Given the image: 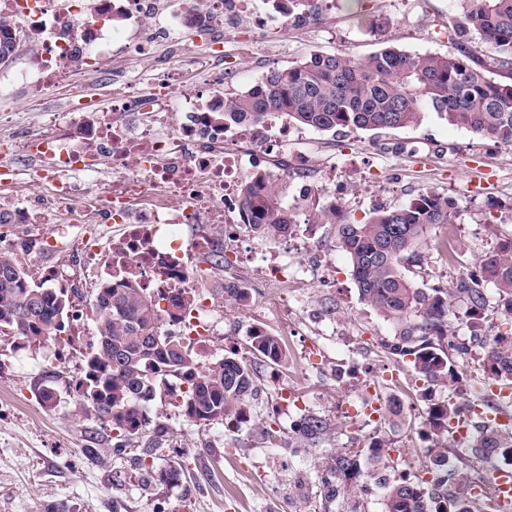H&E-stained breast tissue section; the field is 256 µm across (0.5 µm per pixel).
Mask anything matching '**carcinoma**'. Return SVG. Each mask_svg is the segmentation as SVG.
<instances>
[{
    "label": "carcinoma",
    "mask_w": 512,
    "mask_h": 512,
    "mask_svg": "<svg viewBox=\"0 0 512 512\" xmlns=\"http://www.w3.org/2000/svg\"><path fill=\"white\" fill-rule=\"evenodd\" d=\"M465 19L448 33V52L410 55L385 46L354 58L317 53L286 68L273 69L247 91L224 99V120L263 122L276 113L288 122L320 131H380L419 125L434 112L473 135L512 146V0H469ZM244 223L261 237L286 235L295 215L277 183L247 185L241 193ZM463 202L428 191L405 207L378 210L362 223L340 219L336 241L350 263L359 297L393 326L384 352L409 365L422 382L415 394L395 391L385 408L391 426L412 425L404 401L428 402L418 434L428 442L422 472L411 479L387 476L392 440L383 435L336 454L319 494L330 502L364 478L383 483L384 512H490L488 486L474 490L463 470L448 468V440L462 425L477 431L465 460L512 456V433L467 418V381L460 363L480 350L483 385L512 389V237L466 274L455 273L458 258L448 257V286L417 288L406 272L426 271L427 234L457 222ZM13 277L0 281V330L31 346L59 343L54 332L81 298L74 288H46L31 282L25 268L0 255V269ZM496 290V300L488 287ZM184 307L181 296L151 294L123 282L102 289L93 301L98 336L83 353L82 396L99 418L112 423L117 448H131L146 433L148 405L166 395L179 402L188 420L218 423L229 417L249 422L258 374L236 353L203 362L186 336L166 333L160 302ZM461 322L466 336L455 334ZM253 354L270 367L286 358L280 337L258 329L249 335ZM454 387V397L432 401L439 387ZM326 419L308 415L293 429L298 439L318 441L328 434ZM158 446L139 458L142 478L174 485L185 477L174 462L155 470Z\"/></svg>",
    "instance_id": "1"
}]
</instances>
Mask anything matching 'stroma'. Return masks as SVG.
Wrapping results in <instances>:
<instances>
[{"label":"stroma","mask_w":512,"mask_h":512,"mask_svg":"<svg viewBox=\"0 0 512 512\" xmlns=\"http://www.w3.org/2000/svg\"><path fill=\"white\" fill-rule=\"evenodd\" d=\"M317 18L295 27L273 24L264 34L265 55L248 52L245 43L225 36L228 70L224 94L232 97L253 86L272 67H285L314 53H345L356 58L379 50L383 42L408 53L443 52L448 24L459 20L465 0H312ZM389 19L384 35L370 33L367 21ZM309 156L312 177L292 172L284 180L285 199L294 205L296 224L288 235L256 237L240 226L239 241L224 251V264L199 272L218 310L208 352L234 351L249 357L248 337L255 327L279 336L288 360L282 367H262L259 397L251 420L231 431L223 424L197 425L174 407L154 402L148 409L161 444L156 467L171 449H180L186 477L182 484L144 485L133 454H114L112 428L83 405L73 381L80 348L96 336L95 322L77 329L78 349L56 356L52 344L35 349L0 332V512H383L382 487L330 504L303 500L302 491L319 487L336 453L367 438L390 435L396 473L420 472L423 443L415 430H389L383 416L345 417L346 398L376 401L393 383L411 387L408 367L397 366L382 348L393 327L360 300L351 266L336 244L334 224L320 213L336 207L353 222L366 221L380 209L408 204L419 194L440 191L463 200L465 210L450 231L429 230L427 286L446 284V258L435 244L451 236L458 272L493 252L512 234V147L480 139L426 113L415 127L374 133H339L295 128L287 156ZM483 168L484 184L474 171ZM325 172L335 181L322 180ZM316 196L305 206L293 199L304 184ZM250 249L241 258L240 249ZM308 265L322 260L330 281L320 285L301 274L285 288L256 280L258 266L274 258ZM249 286L244 301L224 296L225 282ZM60 373L52 399L36 389L38 379ZM314 414L326 418L324 439H293L297 421ZM277 432L267 439L264 427Z\"/></svg>","instance_id":"stroma-1"}]
</instances>
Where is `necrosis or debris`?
I'll use <instances>...</instances> for the list:
<instances>
[{
	"label": "necrosis or debris",
	"instance_id": "necrosis-or-debris-1",
	"mask_svg": "<svg viewBox=\"0 0 512 512\" xmlns=\"http://www.w3.org/2000/svg\"><path fill=\"white\" fill-rule=\"evenodd\" d=\"M274 16L286 23L307 19L305 8L290 0H0V18L37 42L27 66L0 71V123L8 122L5 108L16 91L45 104L39 133L0 137V222L47 225L60 256L35 268L36 281L67 286L61 258L81 242L87 295L130 277L138 287L190 298L184 310L166 311L167 327L207 349L215 305L186 252L201 257L215 250L216 231L232 224L245 185L285 177L258 158L287 146L291 129L277 120L226 127L215 115L224 97L221 49L189 57L178 35L186 28L233 31L246 17L250 40L259 46ZM117 46L127 55L163 57L166 68L153 85L127 83L112 66ZM186 71L204 81L179 100L169 89ZM77 75L112 82L116 96L102 108L91 100L54 104L55 88ZM19 159L43 183L39 195L15 191ZM91 194L95 202L74 214L76 199ZM79 223L119 224L123 233L105 252L98 237L77 240ZM184 224L200 227L187 244L179 239Z\"/></svg>",
	"mask_w": 512,
	"mask_h": 512
}]
</instances>
